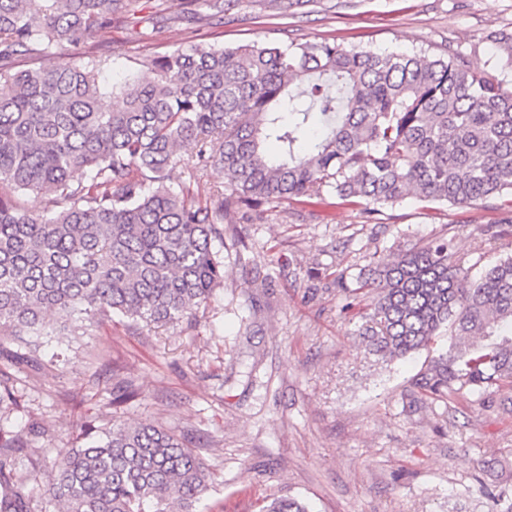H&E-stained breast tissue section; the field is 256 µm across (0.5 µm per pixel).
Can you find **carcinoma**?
<instances>
[{
	"instance_id": "obj_1",
	"label": "carcinoma",
	"mask_w": 512,
	"mask_h": 512,
	"mask_svg": "<svg viewBox=\"0 0 512 512\" xmlns=\"http://www.w3.org/2000/svg\"><path fill=\"white\" fill-rule=\"evenodd\" d=\"M138 0H0V336L35 361L46 316L74 325L122 315L145 327L190 323L224 283V225L292 200L359 208L365 223L412 194L422 202L508 207L483 235L512 231V92L460 52L376 53L335 39L218 47L192 43L141 65L148 83L106 91V60L74 53L103 38ZM239 0H186L224 22ZM295 16L321 0H255ZM512 68V33L493 31ZM277 152L267 149L268 142ZM181 166L214 167L226 190L206 199L167 184ZM46 198L34 214L15 198ZM350 297L373 294L360 335L401 358L450 344L411 381L409 407H449L466 390H512V256L471 276L446 238L371 256ZM195 440L116 422L91 443L59 448L43 494L62 512H205L208 477ZM26 442L0 434V512H33L8 461ZM260 512H311L280 496Z\"/></svg>"
}]
</instances>
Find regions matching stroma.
I'll return each mask as SVG.
<instances>
[{
	"label": "stroma",
	"instance_id": "obj_1",
	"mask_svg": "<svg viewBox=\"0 0 512 512\" xmlns=\"http://www.w3.org/2000/svg\"><path fill=\"white\" fill-rule=\"evenodd\" d=\"M152 24L156 0L137 18L116 13L100 54L107 85L152 74L143 55L189 42L236 46L336 38L377 53L459 50L512 89L489 34L512 31V0H346L283 17L241 0L223 24L190 25L181 0ZM502 217L487 208L409 198L385 208L382 225L358 209L331 213L285 201L241 230L249 262L224 251V285L195 324L134 327L121 316L54 336L37 367L6 359L0 380L15 405L0 409V430L26 440L15 462L34 512H57L42 495L56 451L84 442L82 425L111 427L113 416L199 438L209 473L206 512H258L262 500L296 496L312 512H493L489 491L512 498V415L461 394L454 408L405 413L403 401L425 354L385 361L357 333L368 297L348 301L330 277L352 279L369 253L408 249L445 236L458 257L512 255V234L481 247L478 228ZM138 391L113 406L119 382Z\"/></svg>",
	"mask_w": 512,
	"mask_h": 512
}]
</instances>
